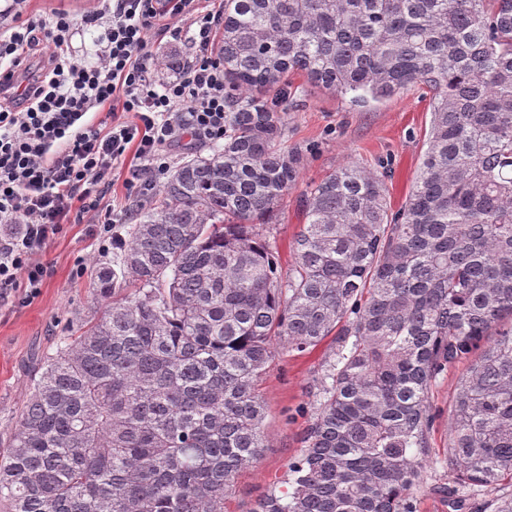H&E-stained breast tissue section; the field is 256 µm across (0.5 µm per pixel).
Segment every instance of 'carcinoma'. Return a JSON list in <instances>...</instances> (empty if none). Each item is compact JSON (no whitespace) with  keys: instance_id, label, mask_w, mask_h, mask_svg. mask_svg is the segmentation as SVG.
<instances>
[{"instance_id":"carcinoma-1","label":"carcinoma","mask_w":512,"mask_h":512,"mask_svg":"<svg viewBox=\"0 0 512 512\" xmlns=\"http://www.w3.org/2000/svg\"><path fill=\"white\" fill-rule=\"evenodd\" d=\"M224 143L140 205L0 444V512H224L267 447L259 383L276 348L333 337L285 489L250 512H415L428 396L470 359L448 470L512 485V0H224ZM352 101L416 84L432 121L393 213L387 173L335 170L302 199L295 262L267 224L300 175L288 75Z\"/></svg>"}]
</instances>
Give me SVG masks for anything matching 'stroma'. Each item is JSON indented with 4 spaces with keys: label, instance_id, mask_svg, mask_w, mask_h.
Returning a JSON list of instances; mask_svg holds the SVG:
<instances>
[{
    "label": "stroma",
    "instance_id": "1",
    "mask_svg": "<svg viewBox=\"0 0 512 512\" xmlns=\"http://www.w3.org/2000/svg\"><path fill=\"white\" fill-rule=\"evenodd\" d=\"M284 120L285 144L301 151L302 164L300 179L268 235L283 271L293 262L292 241L304 222V194L334 170L351 163L375 172L390 170L387 199L395 210L405 203L427 148L431 95L416 86L378 103L360 104L296 77ZM105 259L91 224L82 219L64 225L41 257L46 275L39 294L0 307V433L16 424L36 360L55 349L69 323L101 316L104 306L91 295L90 279ZM334 349L328 339L305 353L276 355L260 383L268 446L255 466L237 475L224 512H248L253 500L285 475L319 404L318 379ZM467 369L464 361L450 366L429 394L431 446L441 458L448 448L455 388Z\"/></svg>",
    "mask_w": 512,
    "mask_h": 512
}]
</instances>
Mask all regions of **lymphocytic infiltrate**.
Masks as SVG:
<instances>
[{
  "label": "lymphocytic infiltrate",
  "instance_id": "obj_1",
  "mask_svg": "<svg viewBox=\"0 0 512 512\" xmlns=\"http://www.w3.org/2000/svg\"><path fill=\"white\" fill-rule=\"evenodd\" d=\"M0 8V303L35 297L41 256L72 216H89L109 252L114 225L130 218L106 196L112 174L134 152L126 185L149 198L171 169L170 151L224 138V64L214 53L223 10L202 0H95L26 13ZM103 26L95 62L72 53L76 25ZM188 40L192 52L157 80L152 47Z\"/></svg>",
  "mask_w": 512,
  "mask_h": 512
}]
</instances>
